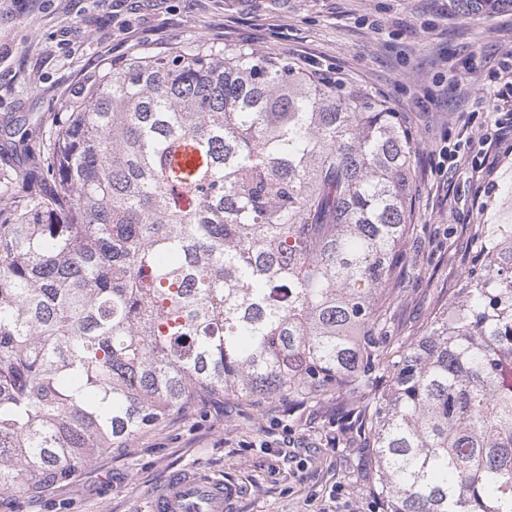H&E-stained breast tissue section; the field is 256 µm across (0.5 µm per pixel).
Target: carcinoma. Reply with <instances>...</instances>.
I'll return each mask as SVG.
<instances>
[{"label": "carcinoma", "mask_w": 512, "mask_h": 512, "mask_svg": "<svg viewBox=\"0 0 512 512\" xmlns=\"http://www.w3.org/2000/svg\"><path fill=\"white\" fill-rule=\"evenodd\" d=\"M0 210V492L70 479L195 401L336 396L382 512H512V224L391 336L414 135L355 89L204 43L102 68L14 130Z\"/></svg>", "instance_id": "carcinoma-1"}]
</instances>
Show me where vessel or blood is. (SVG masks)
I'll use <instances>...</instances> for the list:
<instances>
[{"label": "vessel or blood", "instance_id": "b4317fda", "mask_svg": "<svg viewBox=\"0 0 512 512\" xmlns=\"http://www.w3.org/2000/svg\"><path fill=\"white\" fill-rule=\"evenodd\" d=\"M238 487L213 479L197 470L172 474L156 490L152 512H224Z\"/></svg>", "mask_w": 512, "mask_h": 512}]
</instances>
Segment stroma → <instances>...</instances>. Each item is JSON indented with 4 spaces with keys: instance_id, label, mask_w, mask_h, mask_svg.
Here are the masks:
<instances>
[{
    "instance_id": "stroma-1",
    "label": "stroma",
    "mask_w": 512,
    "mask_h": 512,
    "mask_svg": "<svg viewBox=\"0 0 512 512\" xmlns=\"http://www.w3.org/2000/svg\"><path fill=\"white\" fill-rule=\"evenodd\" d=\"M72 28L74 44L59 46ZM198 42L298 63L385 101L411 128L416 230L388 318L396 335H423L463 288L478 225L512 224V137L484 143L512 115V13L474 14L462 0H139L117 13L111 0H0V190L21 192L28 165L14 127L46 120L107 61ZM454 143L459 163L441 169ZM335 412L332 399L205 400L67 481L0 496V512H151L154 489L180 469L237 485L228 512H319L331 494L333 512H376L365 442L337 439Z\"/></svg>"
}]
</instances>
